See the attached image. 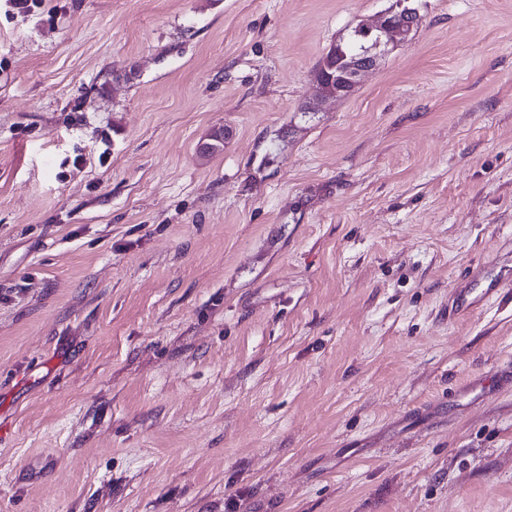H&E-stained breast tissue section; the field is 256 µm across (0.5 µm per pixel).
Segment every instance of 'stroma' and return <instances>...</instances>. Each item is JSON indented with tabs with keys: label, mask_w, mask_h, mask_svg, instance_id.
Segmentation results:
<instances>
[{
	"label": "stroma",
	"mask_w": 512,
	"mask_h": 512,
	"mask_svg": "<svg viewBox=\"0 0 512 512\" xmlns=\"http://www.w3.org/2000/svg\"><path fill=\"white\" fill-rule=\"evenodd\" d=\"M391 3L0 0V512H512V0ZM413 0H395L392 6L375 21L355 30L365 39L369 48L341 72L343 84L357 85L361 75L374 67L382 51L388 46L407 42L419 25V14ZM354 30V31H355ZM503 267H483L477 273H465L459 288H455L450 305L448 321L457 322L471 316L474 309L484 306L503 288H510L512 272Z\"/></svg>",
	"instance_id": "stroma-1"
}]
</instances>
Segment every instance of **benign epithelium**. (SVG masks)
I'll use <instances>...</instances> for the list:
<instances>
[{
  "mask_svg": "<svg viewBox=\"0 0 512 512\" xmlns=\"http://www.w3.org/2000/svg\"><path fill=\"white\" fill-rule=\"evenodd\" d=\"M419 25V14L412 0H394L392 6L375 21L357 27V34L369 48L341 72L347 86H356L361 75L374 67L388 46L408 41Z\"/></svg>",
  "mask_w": 512,
  "mask_h": 512,
  "instance_id": "7a95c632",
  "label": "benign epithelium"
}]
</instances>
